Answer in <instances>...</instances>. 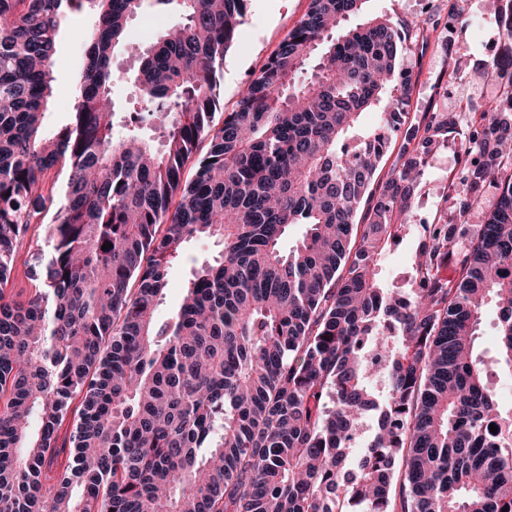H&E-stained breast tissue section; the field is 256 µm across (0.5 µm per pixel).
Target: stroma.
<instances>
[{"label":"stroma","instance_id":"stroma-1","mask_svg":"<svg viewBox=\"0 0 512 512\" xmlns=\"http://www.w3.org/2000/svg\"><path fill=\"white\" fill-rule=\"evenodd\" d=\"M308 4L309 0H249L238 41L224 59L223 75L218 87L223 111L233 109L242 90L304 16ZM487 4L488 0H469L471 21L461 25L456 35L462 54L474 59L483 57L487 49L500 44L495 30L482 22ZM380 14L389 15L404 31L410 33L416 27L433 25L446 17L448 0H366L362 12L352 16L348 24L354 27L363 23L365 18ZM173 19V14L150 4L129 22L127 40L114 54L115 63L127 74L126 80L114 85L112 91L116 130H124L129 113L140 108L134 92L136 55L152 43ZM92 24V16L85 12L70 14L61 21L55 90L52 104L46 113L47 126L63 124L73 110L75 72L82 55V45L77 35ZM407 64L414 78L424 87L423 95L412 101L411 109L415 112H447L453 108L455 99L485 98L492 91L491 83L474 74L468 67L461 69L455 77H441L442 62L430 49L408 59ZM456 164L454 148H446L434 156L427 177L417 189L419 211L431 217L439 213L443 205L442 184ZM418 235L415 229L406 232L386 253L380 272L386 287L400 288L410 279L411 256L416 249ZM219 250V245L210 241L187 244L185 260L170 271L169 288L159 308L160 316H167L176 308L182 285L191 273L194 260L216 255Z\"/></svg>","mask_w":512,"mask_h":512}]
</instances>
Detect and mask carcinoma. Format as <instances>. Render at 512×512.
Returning a JSON list of instances; mask_svg holds the SVG:
<instances>
[{"instance_id":"obj_1","label":"carcinoma","mask_w":512,"mask_h":512,"mask_svg":"<svg viewBox=\"0 0 512 512\" xmlns=\"http://www.w3.org/2000/svg\"><path fill=\"white\" fill-rule=\"evenodd\" d=\"M145 2L0 0V512H512V407L490 386L493 369L512 378V0L484 18L501 50L473 67L506 105L410 113L398 23L343 28L366 0H310L217 125L247 0H155L177 20L135 88L160 133L116 137L113 53ZM69 9L95 26L75 112L49 133ZM448 145L451 211L422 225L410 287L385 288L380 262ZM51 210L17 301L18 248ZM194 239L222 250L161 320ZM23 259L24 257L18 262L17 272L6 291L7 296H13L16 299L26 298L34 291V284L36 283L33 279L29 278L25 272V268L22 265ZM494 323L495 311L492 306H489L486 310L483 324L481 326V335L479 336V344L481 349L484 351L485 358L488 363L494 360L496 354Z\"/></svg>"}]
</instances>
